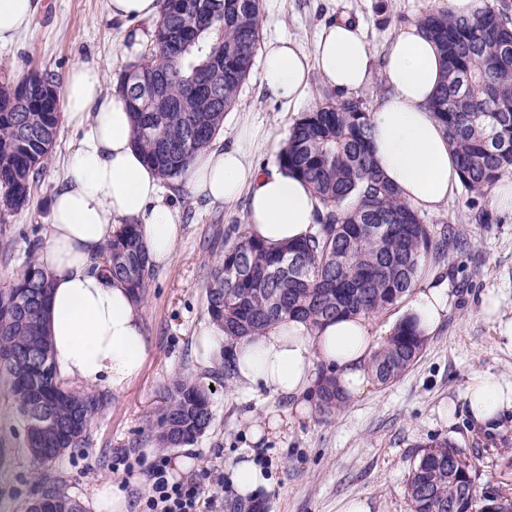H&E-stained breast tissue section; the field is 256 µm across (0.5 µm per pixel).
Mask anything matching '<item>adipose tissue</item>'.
I'll return each instance as SVG.
<instances>
[{
    "label": "adipose tissue",
    "instance_id": "1",
    "mask_svg": "<svg viewBox=\"0 0 512 512\" xmlns=\"http://www.w3.org/2000/svg\"><path fill=\"white\" fill-rule=\"evenodd\" d=\"M36 5L37 0H0V47L28 27ZM313 64L341 100L379 71L383 89L370 114L375 159L414 208H443L460 173L427 109L443 68L421 22L412 21L393 35L379 59L359 27L347 22L325 29L310 52L290 39L271 42L263 53L260 84L277 99L298 101ZM106 82L100 65L81 59L66 77L60 110L78 127L80 138L52 194L51 222L37 262L51 277L46 318L58 379L120 395L140 378L150 350L141 306L124 283L102 272L103 247L121 223L134 221L150 259L165 262L181 226L162 203L161 179L133 144L124 100L107 93ZM253 138L251 126H242L231 145L199 155L186 181L213 204L245 200L252 239L277 247L308 238L317 229L319 201L277 159L255 163ZM448 306V288L434 273L412 294L406 316L428 336L446 318ZM199 345L208 363L221 362L224 349H231L233 381L249 403L239 413V426L257 445L311 415L320 372L334 378L345 401L365 396L373 383L369 362L381 339L371 318L344 316L315 328L286 319L261 336L232 344L214 325L201 333ZM463 400L476 423L494 427L512 410V380L482 373L467 384Z\"/></svg>",
    "mask_w": 512,
    "mask_h": 512
}]
</instances>
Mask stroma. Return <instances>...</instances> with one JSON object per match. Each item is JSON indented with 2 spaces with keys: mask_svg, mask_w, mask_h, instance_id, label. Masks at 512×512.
I'll use <instances>...</instances> for the list:
<instances>
[{
  "mask_svg": "<svg viewBox=\"0 0 512 512\" xmlns=\"http://www.w3.org/2000/svg\"><path fill=\"white\" fill-rule=\"evenodd\" d=\"M440 0H262V39L284 36L313 50L326 25L348 17L363 22L367 42L382 54L401 22L423 12L442 11ZM155 24L111 19L106 0H39L28 28L11 46L0 49V86L16 85L30 71L64 78L75 60H93L115 76L134 58H147ZM142 34L138 56L125 53L127 32ZM335 92L319 72H311L299 104L268 95L251 73L236 104L224 116L223 134L234 140L242 125L256 128L254 158L269 160L265 130L287 136L293 119L313 105L334 99ZM80 134L61 123L52 154L33 187L27 206L0 213V288L22 271L30 242L42 241L50 221V198L65 177ZM166 197L179 211L182 234L171 259L154 268L140 300L144 333L151 357L141 376L122 395L104 391L102 413L88 432L86 445L67 450L49 469L38 471L26 449V436L7 390L0 385V512H24L27 503L52 484L90 507L100 480L119 483L129 512H143L148 469L160 457L169 462L190 457V469L175 473L218 498V512H338L340 502L367 495L372 512H411L406 480L425 446L448 442L476 466L478 493L497 490L512 495V413L497 431L471 421L462 394L476 374L492 372L512 378V349L500 346L494 325L480 312L484 295L497 296L501 310L512 317V213L495 210L491 194L475 196L457 188L447 205L424 213L427 224L450 225L466 240L463 249L431 260L452 296L447 317L428 337L416 364L399 380L373 385L370 393L347 403L331 417L312 413L257 451V462L269 479L255 495L241 498L225 481L224 465L242 452L247 441L238 427L241 397L220 365L204 366L197 338L210 324L206 287L224 255L228 228L245 224L244 205L208 204L186 181L166 183ZM490 213L491 223L475 221L476 212ZM183 374L212 387L213 422L194 444L162 448L152 434L165 387ZM139 459L126 472L123 458Z\"/></svg>",
  "mask_w": 512,
  "mask_h": 512,
  "instance_id": "35a3bbf8",
  "label": "stroma"
}]
</instances>
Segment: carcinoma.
Instances as JSON below:
<instances>
[{
    "label": "carcinoma",
    "instance_id": "carcinoma-1",
    "mask_svg": "<svg viewBox=\"0 0 512 512\" xmlns=\"http://www.w3.org/2000/svg\"><path fill=\"white\" fill-rule=\"evenodd\" d=\"M151 58L126 66L112 93L132 112L135 145L166 181L181 179L196 156L224 127L249 79L261 36L262 0H160ZM437 43L444 79L428 103L452 145L461 184L482 195L512 174V18L487 7L468 16L428 11L421 17ZM224 82L213 85L215 66ZM162 71L168 96L157 107L137 85ZM59 101L57 81L32 71ZM61 113L37 102L17 112L0 106V206L23 208L34 179L51 156ZM278 161L314 191L322 206L308 239L275 250L247 235L224 247L206 289L207 311L231 341L259 336L288 317L310 327L342 316H373L406 299L430 258L457 244L435 234L378 167L370 141L369 110L358 98L326 101L302 113L288 130ZM109 277L125 282L140 298L150 280L146 246L136 225L125 224L104 248ZM48 276L29 258L22 272L0 289V378L24 427L43 415L80 424L48 452L27 443L41 465L79 448L102 412L100 395L57 378L42 295ZM425 339L412 320L400 324L373 356L381 385L404 375L418 360ZM331 378L320 372L316 407L323 416L342 409ZM213 421L210 391L175 378L157 413L155 440L162 447L197 441ZM412 512H473L476 484L464 452L448 443L429 446L407 479ZM48 504H43L42 499ZM27 504L26 512H84L80 501L57 490Z\"/></svg>",
    "mask_w": 512,
    "mask_h": 512
}]
</instances>
